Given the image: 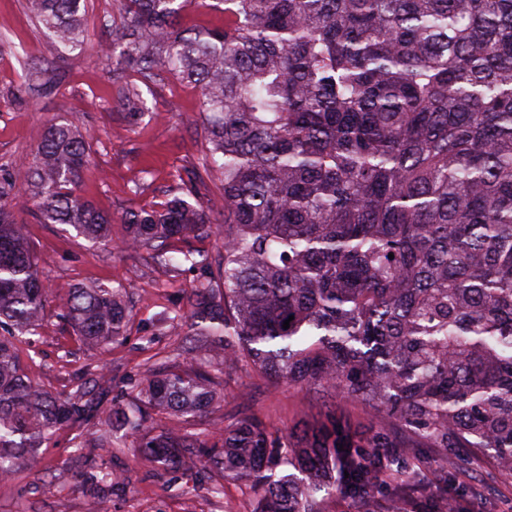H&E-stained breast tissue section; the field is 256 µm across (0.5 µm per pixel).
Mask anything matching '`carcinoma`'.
Instances as JSON below:
<instances>
[{
	"label": "carcinoma",
	"mask_w": 512,
	"mask_h": 512,
	"mask_svg": "<svg viewBox=\"0 0 512 512\" xmlns=\"http://www.w3.org/2000/svg\"><path fill=\"white\" fill-rule=\"evenodd\" d=\"M192 0H118L112 63L128 125L172 76L198 89L211 206L174 196L121 216L125 248L177 277L218 234V258L187 290L182 329L197 368L169 357L112 404L108 426L172 470L245 481L255 512H320L339 493L381 512L378 475L415 478L438 455L437 492L408 512H448V454L512 478V0H213L224 27L191 32ZM65 52L89 39L87 0H26ZM32 86L52 81L29 66ZM90 145L74 123L46 128L0 168V478L35 461L47 436L98 414L86 384L54 394L18 361L51 308L89 350L126 339L128 289L77 285L50 296L10 201L24 190L42 224L112 243V216L76 192ZM394 258H388V255ZM289 328H283L285 320ZM246 364L277 381L365 402L366 432L333 419L282 432L254 415L204 436L156 430L224 401L214 371ZM93 497L121 474H86Z\"/></svg>",
	"instance_id": "1"
}]
</instances>
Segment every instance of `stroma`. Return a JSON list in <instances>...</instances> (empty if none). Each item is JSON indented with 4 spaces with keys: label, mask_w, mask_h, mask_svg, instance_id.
Instances as JSON below:
<instances>
[{
    "label": "stroma",
    "mask_w": 512,
    "mask_h": 512,
    "mask_svg": "<svg viewBox=\"0 0 512 512\" xmlns=\"http://www.w3.org/2000/svg\"><path fill=\"white\" fill-rule=\"evenodd\" d=\"M116 15L115 0H90L91 47L61 56L28 15L25 0H0V34L12 42L11 47L0 48V166L14 165L29 155L51 122H75L92 135V162L81 173L78 192L113 217L111 246H94L64 225L39 223L33 199L26 192L17 193L12 210L27 226L43 283L57 297L79 283L122 284L135 303L129 337L100 353L83 348L58 317L49 316L38 335L21 345L20 365L33 384L54 393L74 390L105 373L112 392L100 404L104 414L113 399L148 375L154 353L179 355V336L170 330L155 331L151 321L182 303L196 277L195 270L188 269L170 279L160 267L121 249L125 227L120 217L128 208L148 209L181 194L182 177L199 170L205 149L199 93L173 77L150 97L152 112L136 127L127 126L112 92V67L95 47L96 42L111 39ZM28 62L56 70L52 93L30 90L24 71ZM243 411L288 431L318 425L332 414L360 431L378 422L370 405L273 383L243 366L228 380L222 407L196 419L193 427L205 434ZM430 460L427 452L415 460L424 477L412 486L383 475L377 484L378 499L432 494L435 475ZM90 463L120 473L127 481L126 488L105 493L109 512H254L255 495L245 483L228 480L223 493L205 492L206 473H183L148 461L133 451L128 438L112 436L97 420L57 429L42 446L36 465L20 466L12 479L0 481V512H92L96 501L82 484ZM448 497L458 512H512V479L475 461L449 483Z\"/></svg>",
    "instance_id": "35a3bbf8"
}]
</instances>
